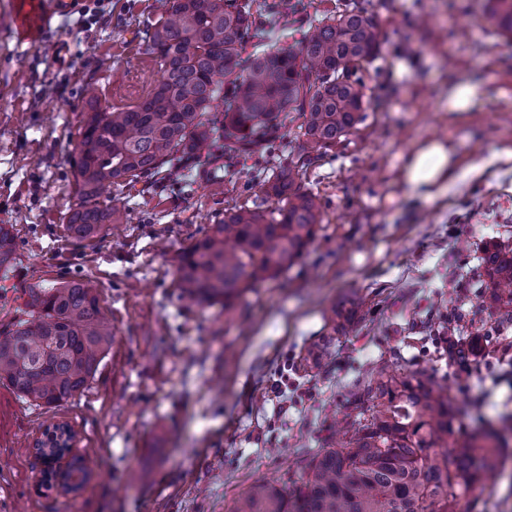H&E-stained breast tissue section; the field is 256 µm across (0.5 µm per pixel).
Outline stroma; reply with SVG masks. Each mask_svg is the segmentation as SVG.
<instances>
[{"instance_id":"35a3bbf8","label":"stroma","mask_w":512,"mask_h":512,"mask_svg":"<svg viewBox=\"0 0 512 512\" xmlns=\"http://www.w3.org/2000/svg\"><path fill=\"white\" fill-rule=\"evenodd\" d=\"M261 2L268 49L298 46L337 0ZM361 2L381 50L361 72L365 120L302 178L324 203L321 228L285 276L229 316L180 300L175 257L225 210L260 203L263 172L291 154L296 114L264 158L227 162L217 140V162L198 159L162 189L107 191L124 222L79 243L66 224L84 88L118 109L152 92L161 72L145 34L158 0H105L95 20L55 16L35 45L0 29V224L14 226L18 255L0 276V329L21 317L29 288L81 275L96 281L113 335L95 376L60 407L0 384V512H229L254 483L297 478L373 366L437 371L462 431L512 413V321L482 302L480 277L485 251L512 247V40L484 0ZM463 83L476 94L451 109ZM432 141L456 167L425 200L405 171ZM445 318L480 337L476 361L449 360ZM59 423L98 463L74 497L43 486L34 448Z\"/></svg>"}]
</instances>
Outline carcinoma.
Masks as SVG:
<instances>
[{
  "label": "carcinoma",
  "mask_w": 512,
  "mask_h": 512,
  "mask_svg": "<svg viewBox=\"0 0 512 512\" xmlns=\"http://www.w3.org/2000/svg\"><path fill=\"white\" fill-rule=\"evenodd\" d=\"M163 15L146 34L161 78L127 110L99 106L85 90L90 112L76 146L79 200L67 230L77 242L122 223L100 201L111 185L143 178L165 182L167 165L184 166L215 136L223 121L245 156L262 155L277 139L279 120L298 113L291 158L264 178L263 203L233 208L182 249L176 273L180 298L224 306L290 269L323 221L316 194L298 180L307 162L346 140L365 119L367 99L358 75L378 53L379 31L356 4L336 8L311 25L299 47L261 49L253 0H162ZM496 31L512 39V0H485ZM13 225L0 224V272L17 265ZM489 301L512 314V249L482 257ZM112 345L94 281L81 278L29 289L24 317L0 330V383L18 397L55 407L81 392ZM472 338L450 348L460 364L474 359ZM454 399L438 374L380 367L351 393L331 446L313 455L291 489L258 483L241 493L231 512H487L474 494L502 464L512 415L458 437ZM84 488L92 461L79 458Z\"/></svg>",
  "instance_id": "1"
}]
</instances>
